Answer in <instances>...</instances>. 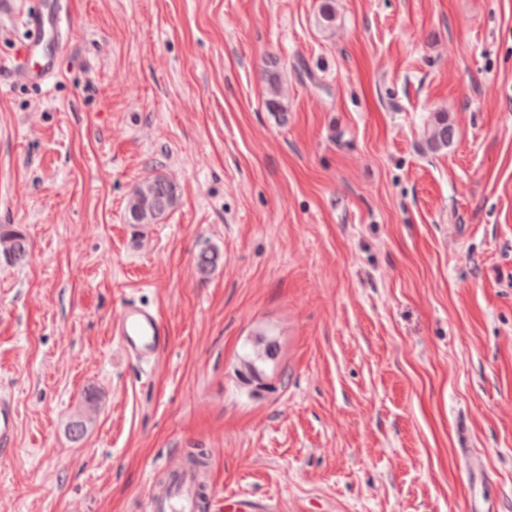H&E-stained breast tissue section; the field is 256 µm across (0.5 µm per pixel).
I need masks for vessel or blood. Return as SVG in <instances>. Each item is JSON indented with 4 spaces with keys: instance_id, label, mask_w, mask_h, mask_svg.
<instances>
[{
    "instance_id": "obj_1",
    "label": "vessel or blood",
    "mask_w": 512,
    "mask_h": 512,
    "mask_svg": "<svg viewBox=\"0 0 512 512\" xmlns=\"http://www.w3.org/2000/svg\"><path fill=\"white\" fill-rule=\"evenodd\" d=\"M20 21L27 42L15 59L0 58V70L23 81L48 84L58 73L59 59L74 35L70 0H35ZM110 332L121 349L139 364L151 365L168 348L169 329L157 310L137 303L125 304L110 322ZM18 412L14 402L0 394V455L14 451ZM210 483L208 469H195L182 457H169L154 471L141 512H199Z\"/></svg>"
}]
</instances>
